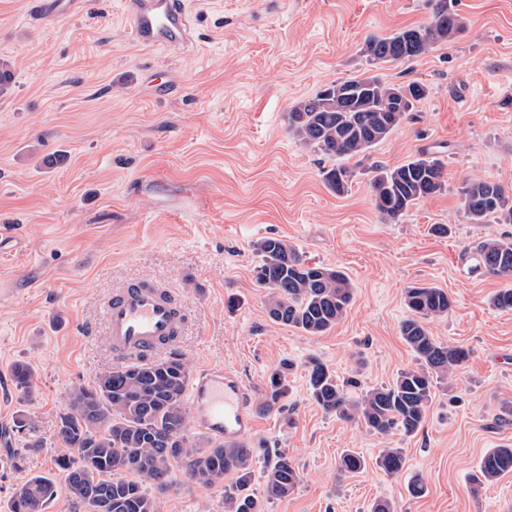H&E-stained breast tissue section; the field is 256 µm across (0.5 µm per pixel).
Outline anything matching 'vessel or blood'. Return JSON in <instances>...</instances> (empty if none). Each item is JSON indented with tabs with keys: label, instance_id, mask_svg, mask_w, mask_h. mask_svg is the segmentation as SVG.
Instances as JSON below:
<instances>
[{
	"label": "vessel or blood",
	"instance_id": "b4317fda",
	"mask_svg": "<svg viewBox=\"0 0 512 512\" xmlns=\"http://www.w3.org/2000/svg\"><path fill=\"white\" fill-rule=\"evenodd\" d=\"M85 0H41L39 20L83 11ZM134 41L147 48L180 51L189 16L182 0H124ZM105 333L113 358L123 365L148 362L176 346L182 333L181 309L171 291L146 281L126 283L103 306ZM189 398L197 423L210 436L238 441L256 427L250 392L230 369L212 366L196 373Z\"/></svg>",
	"mask_w": 512,
	"mask_h": 512
}]
</instances>
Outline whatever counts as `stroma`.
Masks as SVG:
<instances>
[{"mask_svg":"<svg viewBox=\"0 0 512 512\" xmlns=\"http://www.w3.org/2000/svg\"><path fill=\"white\" fill-rule=\"evenodd\" d=\"M436 0H184L192 16L180 53L138 46L123 0H90L50 25L31 0H0V512L34 474L53 475L49 512H80L57 473L55 421L74 383L115 361L100 305L133 279L170 288L187 321L175 356L191 372L221 365L248 385L257 425L252 488L288 452L300 481L265 512H512V474L472 494L488 449L512 446V309L490 302L501 278L471 272L482 240L512 238V224H474L460 188L484 179L512 191V0H453L465 29L426 55L371 64L368 38L429 21ZM429 90L404 124L364 159L347 193L326 185L331 159L288 132V111L332 82L361 74ZM445 164L447 186L396 222L376 210L374 168L418 156ZM447 224L446 235L432 225ZM278 237L304 259L342 270L354 285L346 315L320 336L273 322L254 278V241ZM431 284L454 300L427 327L465 349L462 369L438 384L420 430H366L324 412L307 363L348 381L350 398L415 366L400 335L407 288ZM30 366V392L13 367ZM292 363L288 393L262 405L271 374ZM21 410L36 412L45 448L23 469ZM405 456L400 474L376 464ZM363 470L340 474L344 451ZM422 496L407 491L411 478ZM177 467L155 493L158 512H224V490ZM404 453L399 448L382 449L377 459L378 467L388 475L399 474L404 467Z\"/></svg>","mask_w":512,"mask_h":512,"instance_id":"stroma-1","label":"stroma"}]
</instances>
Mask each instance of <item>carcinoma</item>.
<instances>
[{
  "label": "carcinoma",
  "mask_w": 512,
  "mask_h": 512,
  "mask_svg": "<svg viewBox=\"0 0 512 512\" xmlns=\"http://www.w3.org/2000/svg\"><path fill=\"white\" fill-rule=\"evenodd\" d=\"M464 27L463 17L448 7V0H437L427 24L370 38L363 53L373 64L410 60L454 39ZM427 93L419 82L389 85L376 75L337 80L290 109L288 131L325 156H360L398 129ZM323 176L330 189L341 195L354 172L333 166ZM369 185L378 213L396 222L418 202L445 189V164L436 157L421 156L391 169L380 167ZM461 197L472 223L512 224V194L501 185L470 180L461 188ZM253 250L259 257L255 281L270 290L266 303L270 319L318 336L344 317L354 291L345 273L307 262L280 238H261ZM473 260L476 271L511 278L512 241L485 239L475 247ZM405 304L409 316L401 323L400 334L416 366L401 371L391 385L365 390L352 400L346 385L323 363L310 360V394L325 412L343 419L356 417L375 434L396 430L410 436L420 429L437 382L453 375L466 361L467 352L438 341L426 327L431 319L452 310L447 291L427 284L414 286L406 291ZM291 369L288 362L271 375L263 407L270 409L285 397V375ZM13 374L17 386L30 392V367L19 362ZM189 379L187 362L168 357L115 366L91 384L71 387L56 424L60 452L53 463L66 473L69 491L85 512H157L149 490L170 487L180 463L186 465L188 477L203 486L222 485L228 475L235 478L225 491L224 512H264V502L251 492L255 457L248 443H216L203 453L191 443L184 400ZM14 426L24 437L26 450L44 447L34 415L22 411ZM377 465L388 475L399 474L404 467L403 449H382ZM365 466L362 455L348 451L340 458L339 471L355 473ZM479 473L476 491L512 473V447L486 452ZM299 479L288 454H278L266 467V498L287 497ZM57 494L52 476L34 475L12 497L8 512H47Z\"/></svg>",
  "instance_id": "carcinoma-1"
}]
</instances>
